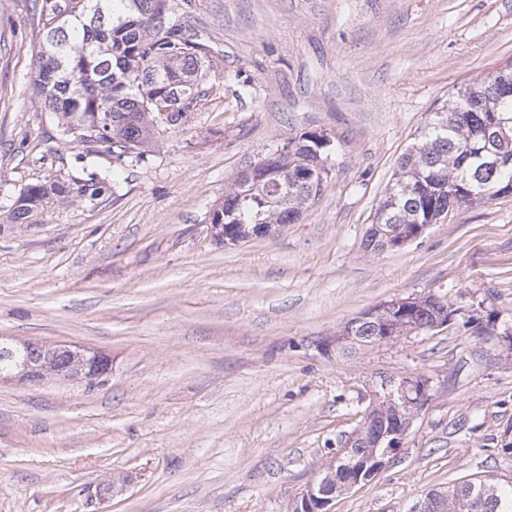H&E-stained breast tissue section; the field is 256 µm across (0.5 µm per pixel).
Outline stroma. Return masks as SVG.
Segmentation results:
<instances>
[{
    "label": "stroma",
    "mask_w": 512,
    "mask_h": 512,
    "mask_svg": "<svg viewBox=\"0 0 512 512\" xmlns=\"http://www.w3.org/2000/svg\"><path fill=\"white\" fill-rule=\"evenodd\" d=\"M205 44L207 96L145 161L63 137L33 90V0H0V336L107 354L100 383L0 384V512H289L381 381L429 379L405 446L333 512H417L461 478L512 482V194L407 246L363 239L400 156L460 87L512 63V0H167ZM327 136L296 223L224 246L210 218L301 134ZM111 181L37 223L21 188ZM434 294L445 327L349 352L369 309ZM496 316L478 334L474 306Z\"/></svg>",
    "instance_id": "1"
}]
</instances>
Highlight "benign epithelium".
<instances>
[{"mask_svg":"<svg viewBox=\"0 0 512 512\" xmlns=\"http://www.w3.org/2000/svg\"><path fill=\"white\" fill-rule=\"evenodd\" d=\"M265 167L259 165L237 183L238 191L251 194L252 185L260 181ZM428 225L419 224L411 231L388 234L382 251L405 247L420 238ZM272 229L270 224H239L235 233H224V225L213 224L215 239L226 245H237ZM420 312L429 317L421 327L412 324L388 326V315L396 310ZM458 309L449 306L446 298L436 295H410L384 302L347 322L324 350L343 351L358 344L371 346L398 336L438 329L453 320ZM11 361L10 374L4 377L20 381L40 382L59 377L79 379L90 384L101 379L111 369V360L99 353L68 346H49L38 341L13 343L0 336V361ZM431 400L429 381L425 378H405L395 384L384 381L381 391L374 393L358 427L339 442V448L327 463L322 476L309 483L294 499L291 512H332L336 498L370 482L395 457L408 435L412 421Z\"/></svg>","mask_w":512,"mask_h":512,"instance_id":"7a95c632","label":"benign epithelium"}]
</instances>
